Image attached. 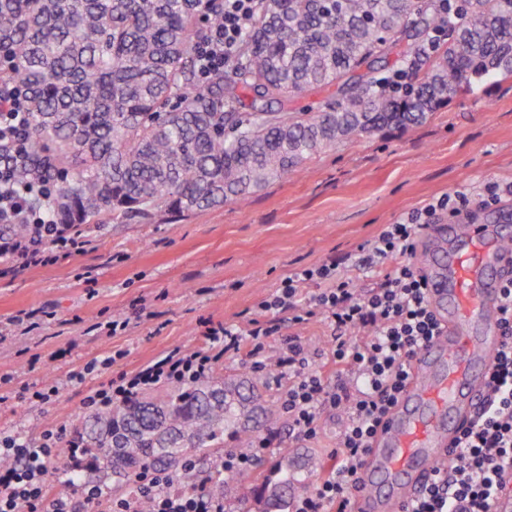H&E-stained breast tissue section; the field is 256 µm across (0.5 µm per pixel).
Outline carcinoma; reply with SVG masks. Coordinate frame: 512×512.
I'll return each mask as SVG.
<instances>
[{
    "instance_id": "1",
    "label": "carcinoma",
    "mask_w": 512,
    "mask_h": 512,
    "mask_svg": "<svg viewBox=\"0 0 512 512\" xmlns=\"http://www.w3.org/2000/svg\"><path fill=\"white\" fill-rule=\"evenodd\" d=\"M220 0H0L4 76L27 93L29 152L21 178L56 187L57 224L116 212L150 221L228 202L303 171L315 154L388 127L417 124L476 84L512 79V0H263L243 61L196 82L195 44L222 21ZM390 55L414 71L380 88ZM335 87L318 111L288 107ZM265 381L210 377L96 411L82 443L98 480L132 487L144 469L172 471L185 490H224V437L247 443L281 420ZM207 462L206 478L188 466ZM318 466L288 449L247 477L258 512H287Z\"/></svg>"
}]
</instances>
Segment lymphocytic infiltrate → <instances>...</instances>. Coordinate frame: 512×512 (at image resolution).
I'll return each instance as SVG.
<instances>
[{
	"label": "lymphocytic infiltrate",
	"instance_id": "1",
	"mask_svg": "<svg viewBox=\"0 0 512 512\" xmlns=\"http://www.w3.org/2000/svg\"><path fill=\"white\" fill-rule=\"evenodd\" d=\"M224 21L203 32L196 43L200 79L240 60L260 0H223ZM27 105L20 85L0 84V147L14 155L28 149L24 133ZM49 183L19 180L15 169L0 163V224H27L23 237L0 242V263L18 273L48 263V247L67 254L82 252L88 241L73 224L54 223L47 200ZM448 197L428 204L407 219L384 225L362 243L352 266L367 273L356 285L341 273L336 260L289 273L274 294L262 299L246 325L220 324L204 334L198 349L173 348L161 358L115 378L94 390L87 404L103 409L129 403L146 389L164 383L195 382L207 377L223 357L246 353L254 371L272 379L279 409L288 428L307 441L317 440L325 418H336V446L317 485L294 498L289 512H346L347 496L356 489L369 440L411 377L416 351L437 336L439 324L429 308L424 281L411 264L420 232ZM311 283L318 293L304 296ZM288 313L280 322V313ZM332 328L327 345L310 353L298 331L316 316ZM505 343L488 375L489 398L455 444L446 469L438 471L402 512H492L494 502L512 496V277L504 282ZM294 330L281 350L267 346L282 325ZM66 426L29 443L0 432V512H229L223 495L177 488L170 475L147 469L135 477L131 493L86 480L90 463L78 444L58 449ZM60 461L67 491L50 493L44 476Z\"/></svg>",
	"mask_w": 512,
	"mask_h": 512
}]
</instances>
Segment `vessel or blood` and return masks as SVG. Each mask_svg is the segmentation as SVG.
Returning a JSON list of instances; mask_svg holds the SVG:
<instances>
[{
	"instance_id": "1",
	"label": "vessel or blood",
	"mask_w": 512,
	"mask_h": 512,
	"mask_svg": "<svg viewBox=\"0 0 512 512\" xmlns=\"http://www.w3.org/2000/svg\"><path fill=\"white\" fill-rule=\"evenodd\" d=\"M421 239L419 270L441 334L416 352L408 385L365 452L349 512H400L419 494L486 402L503 347L512 226L435 224Z\"/></svg>"
}]
</instances>
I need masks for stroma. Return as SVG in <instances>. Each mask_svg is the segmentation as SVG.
<instances>
[{"mask_svg": "<svg viewBox=\"0 0 512 512\" xmlns=\"http://www.w3.org/2000/svg\"><path fill=\"white\" fill-rule=\"evenodd\" d=\"M488 184L495 202H482ZM468 195L455 201L456 192ZM436 224L483 223L512 211V83L477 85L424 122L390 128L323 151L303 173L251 192L245 202L151 223L121 216L84 226L78 254L20 274L0 271V429L40 441L65 424L78 429L86 398L122 371L174 347L202 345L205 323L242 325L293 270L343 262L383 225L442 196ZM128 319L109 342L92 324ZM122 351L111 368L105 350ZM59 384L49 403L31 395ZM337 423L318 440L277 428L304 464L336 444Z\"/></svg>", "mask_w": 512, "mask_h": 512, "instance_id": "stroma-1", "label": "stroma"}]
</instances>
